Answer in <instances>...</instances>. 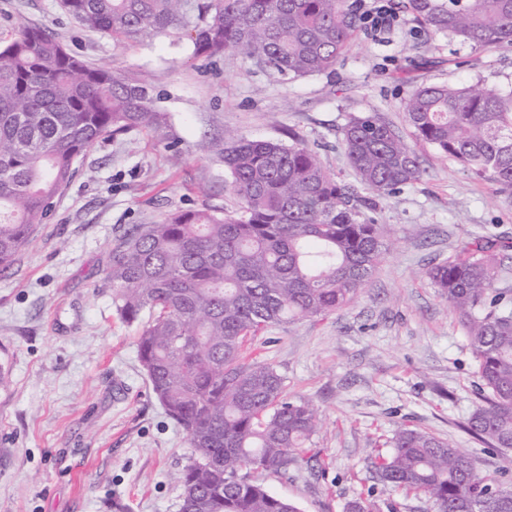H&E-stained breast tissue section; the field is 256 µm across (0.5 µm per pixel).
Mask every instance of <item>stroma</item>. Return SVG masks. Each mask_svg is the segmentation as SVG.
Masks as SVG:
<instances>
[{
  "instance_id": "obj_1",
  "label": "stroma",
  "mask_w": 512,
  "mask_h": 512,
  "mask_svg": "<svg viewBox=\"0 0 512 512\" xmlns=\"http://www.w3.org/2000/svg\"><path fill=\"white\" fill-rule=\"evenodd\" d=\"M393 27L359 28L333 71L285 79L232 55L197 57L186 39L119 43L85 30L61 0H0V45L19 26L47 29L97 65L134 73L164 116L94 144L7 271L0 272V512H178L174 474L192 449L151 392L137 325L123 322L105 277L117 240L179 207L234 209L222 148L228 133L318 151L355 184L340 143L351 117L377 112L410 137L404 105L424 84L482 82L512 90V47L463 46L424 31L402 0ZM419 181L378 199L370 216L396 245L351 304L274 325L247 356L272 364L289 397L322 422L301 464L254 477L300 512H434L424 496L381 483L379 457L398 425L450 439L483 471L512 484V457L464 425L479 402L466 332L427 276L475 241L494 245L512 289V194L423 143Z\"/></svg>"
}]
</instances>
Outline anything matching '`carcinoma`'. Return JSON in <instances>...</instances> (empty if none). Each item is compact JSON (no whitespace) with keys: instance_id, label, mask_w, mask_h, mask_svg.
Listing matches in <instances>:
<instances>
[{"instance_id":"cac0c4a2","label":"carcinoma","mask_w":512,"mask_h":512,"mask_svg":"<svg viewBox=\"0 0 512 512\" xmlns=\"http://www.w3.org/2000/svg\"><path fill=\"white\" fill-rule=\"evenodd\" d=\"M86 29L116 39L186 36L207 60L241 54L284 77L334 68L362 15L349 0H62ZM425 29L465 45L512 46V0H407ZM417 142L512 190V91L482 82L418 87L405 104ZM162 122L132 73L89 65L41 27L0 45V271L8 269L98 141ZM342 149L370 198L337 181L317 151L228 136L232 210L180 208L139 224L112 249L106 272L119 317L138 323L151 389L188 434L192 461L177 474L179 512H299L242 474L303 462L321 428L313 405L291 399L245 340L272 325L330 314L371 282L395 240L364 216L423 175L417 151L377 112L352 118ZM489 243L430 268L460 317L478 362L480 402L469 433L512 450V290L495 287ZM147 321H142L143 315ZM379 459L380 482L421 493L435 512H512V487L449 440L400 425Z\"/></svg>"}]
</instances>
